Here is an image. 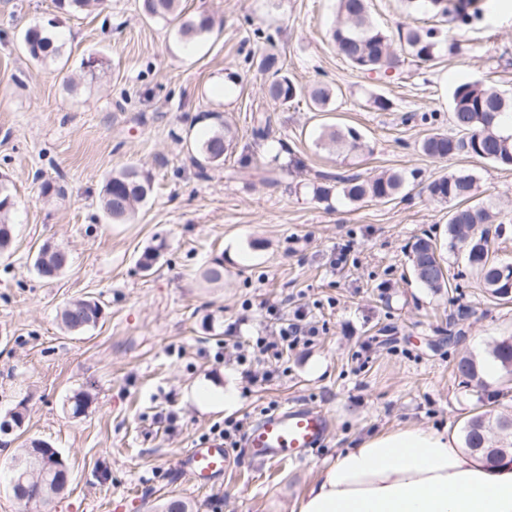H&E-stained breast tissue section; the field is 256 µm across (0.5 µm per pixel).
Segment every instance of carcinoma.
Listing matches in <instances>:
<instances>
[{
    "label": "carcinoma",
    "mask_w": 512,
    "mask_h": 512,
    "mask_svg": "<svg viewBox=\"0 0 512 512\" xmlns=\"http://www.w3.org/2000/svg\"><path fill=\"white\" fill-rule=\"evenodd\" d=\"M408 8L415 12H433L446 17L452 16L454 27L447 32L435 28L422 30L409 28L400 35L401 50L420 63L431 62L439 48L446 44L448 51L459 48L458 37L464 27L478 17L479 8L475 0H457L450 6L448 0H406ZM143 11L151 19L176 21L182 39L192 42L208 32L212 21L208 16L183 17L180 0H143ZM332 38L338 53L353 67L366 72L388 71L397 68L400 59L393 47L390 35L373 24L369 14L368 0H339L336 26ZM24 52L33 60H43L53 53L51 38L43 30L32 28L21 37ZM261 67L273 71V79L267 84L266 96L286 104L306 96L322 111L336 96V92L322 84L308 89L295 83L288 72L278 67L275 57L267 56ZM451 110L457 133L448 135L441 132L428 134L421 142V150L436 158L477 157L494 164L512 166V132L501 128V118L512 112V100L503 97L493 87L472 81L455 87L451 97ZM326 148L344 149L350 152L364 148L360 134L353 128L337 129L326 127L320 136ZM233 142L231 128L216 130L196 147L190 160L202 176H207L208 167L224 160V154ZM330 177L323 176V179ZM336 187L325 185L313 187L314 195L321 201H329L337 193L351 204L370 200L388 202L404 188L405 175L400 171H383L372 177L363 178L358 174L336 175L330 178ZM475 178L466 173L453 172L431 181L425 191L429 197L451 204L448 211V240L450 247L461 251L468 264L474 268L483 281L487 294L495 299L512 297V264L498 263L491 257L490 225L495 223L494 213L489 206L473 202ZM151 192V181L133 168H127L110 176L103 188L101 209L109 221H125L131 218L138 206ZM10 198L6 179H0V252L12 244V234L4 231L8 226L7 213ZM66 252L50 244L40 247L35 269L46 278L58 275L66 267ZM411 267L416 279L429 290L439 293L449 287V277L441 265L437 247L429 237H419L413 243L410 254ZM101 316L98 302L78 298L69 301L60 311V320L70 333H82L96 326ZM494 361L512 374V337L502 339L491 347ZM456 373L466 384L483 388L481 365L472 357L461 358L455 366ZM90 397L83 391H76L68 397V406L74 416L85 413ZM26 409L18 405L7 413V419L0 422V432L10 434L25 426ZM463 442L469 451L479 447L495 445L512 446V425L508 416L495 414L491 410L478 413L464 426ZM55 452L46 442L32 440L18 449L12 458L14 497L25 505L48 504L51 498L61 494L56 479L59 474L54 459Z\"/></svg>",
    "instance_id": "1"
}]
</instances>
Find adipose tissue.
Listing matches in <instances>:
<instances>
[{"instance_id":"ef3b65f1","label":"adipose tissue","mask_w":512,"mask_h":512,"mask_svg":"<svg viewBox=\"0 0 512 512\" xmlns=\"http://www.w3.org/2000/svg\"><path fill=\"white\" fill-rule=\"evenodd\" d=\"M296 512H512V463L432 428L373 433L319 470Z\"/></svg>"}]
</instances>
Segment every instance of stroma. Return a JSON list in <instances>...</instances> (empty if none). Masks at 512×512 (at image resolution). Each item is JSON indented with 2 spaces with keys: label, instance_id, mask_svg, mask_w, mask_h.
I'll return each mask as SVG.
<instances>
[{
  "label": "stroma",
  "instance_id": "35a3bbf8",
  "mask_svg": "<svg viewBox=\"0 0 512 512\" xmlns=\"http://www.w3.org/2000/svg\"><path fill=\"white\" fill-rule=\"evenodd\" d=\"M479 19L457 53L426 64L405 58L364 74L331 39L337 0H182L186 16L213 27L185 44L175 24L147 18L142 0H101L75 12L57 0H0V175L15 204L11 249L0 254V416L25 403L27 432L66 460V489L24 506L9 488L15 445L0 447V512H162L181 499L192 512H292L319 469L363 435L431 427L462 438L479 413V389L452 373L464 355L480 364L512 336V302L490 300L477 273L450 249L448 204L425 190L451 172L472 174L477 201L498 212L496 257L512 262V167L478 158H433V131L455 134L450 98L468 81L512 97V0H480ZM373 22L399 30L432 26L403 0H369ZM49 30L58 51L34 62L19 48L29 27ZM300 85L337 89L329 111L308 99L283 106L265 96L264 56ZM95 57V72L83 60ZM381 95L390 109H377ZM269 118L266 136L257 117ZM236 133L219 166L199 173L189 149L222 124ZM358 129L364 150L317 142L323 126ZM128 167L153 182L149 199L122 224L100 209L106 179ZM394 169L406 188L389 202L326 203L322 174ZM434 239L451 288L436 294L412 275L416 238ZM64 249L57 277L38 275L43 244ZM347 261L333 266L342 247ZM156 251L151 269L140 261ZM222 266L219 283L201 278ZM97 301L102 316L65 331L62 307ZM280 312L272 317L269 304ZM304 311L319 329L288 351L278 378L248 383L268 364L243 369L237 342L276 337ZM223 360H216L218 347ZM234 381L237 406L207 409L190 393L199 380ZM88 392L87 412L67 399ZM322 407L333 428L307 460L256 465L233 449L231 469L209 488L179 469L184 452L226 417L256 422L287 402ZM175 415L168 423L167 415Z\"/></svg>",
  "mask_w": 512,
  "mask_h": 512
}]
</instances>
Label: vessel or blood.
<instances>
[{
    "label": "vessel or blood",
    "instance_id": "obj_1",
    "mask_svg": "<svg viewBox=\"0 0 512 512\" xmlns=\"http://www.w3.org/2000/svg\"><path fill=\"white\" fill-rule=\"evenodd\" d=\"M330 431V419L321 408L285 404L264 414L244 436L247 456L259 463L302 461L322 446ZM180 466L194 484L213 485L223 479L230 456L222 439L197 442L180 459Z\"/></svg>",
    "mask_w": 512,
    "mask_h": 512
}]
</instances>
